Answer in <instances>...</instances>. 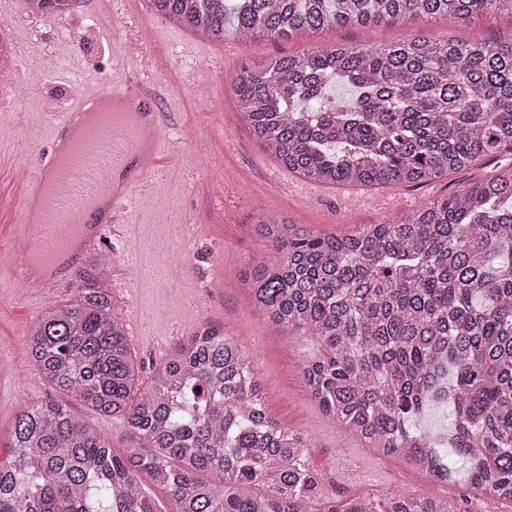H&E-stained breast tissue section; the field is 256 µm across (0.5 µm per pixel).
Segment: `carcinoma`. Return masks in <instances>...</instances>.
Here are the masks:
<instances>
[{
  "mask_svg": "<svg viewBox=\"0 0 512 512\" xmlns=\"http://www.w3.org/2000/svg\"><path fill=\"white\" fill-rule=\"evenodd\" d=\"M150 3L214 41L512 15V0ZM340 84L353 95L333 94ZM233 92L264 152L334 186L421 184L512 153V41L333 42L248 65ZM247 232L268 253L248 257L240 282L267 319L318 345L302 374L324 413L436 482L462 477L512 500V167L343 236L262 210ZM92 265L74 299L32 325L27 359L56 389L126 420L137 447L120 457L66 405L28 406L0 466V512H156L145 479L172 512H459L429 494L312 508L322 483L308 445L268 415L240 345L204 329L135 388L105 259Z\"/></svg>",
  "mask_w": 512,
  "mask_h": 512,
  "instance_id": "cac0c4a2",
  "label": "carcinoma"
}]
</instances>
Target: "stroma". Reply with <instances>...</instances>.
<instances>
[{"mask_svg": "<svg viewBox=\"0 0 512 512\" xmlns=\"http://www.w3.org/2000/svg\"><path fill=\"white\" fill-rule=\"evenodd\" d=\"M115 20L151 30L147 52L172 114L164 137L175 174L154 178L151 191L126 202V237L112 235L98 246L112 256L116 317L143 366L142 380H149L155 366L195 332L218 329L248 353L269 415L307 441L308 461L322 477L324 495L342 504L362 496L383 500L424 493L456 503L460 512H512V501L484 497L462 480L433 482L331 421L311 397L301 371L314 342L271 323L252 307L239 283L248 255L265 248L261 239L240 235L241 225L256 209L286 213L295 223L323 234H344L356 225L410 212L490 168L510 166L512 154L420 187H331L288 171L264 153L241 121L232 93L243 66L269 57L306 53L334 41L395 44L420 37L502 42L512 39V17L463 22L417 17L304 32L277 41L229 37L219 43L170 22L149 0H119L112 19L97 13L91 0H69L61 13L30 21L24 35L17 33L13 16L0 14V34L14 40L28 87L25 95L0 103V251L17 248L12 234L21 193L17 173L34 168L48 151L44 138H27V128L48 110L66 107L77 90L121 80L134 69L105 38ZM61 34L69 36L70 50L46 67L51 45ZM201 83L209 87L208 98L193 92ZM93 272L89 253L78 254L64 269L65 285L44 294L22 286L12 271L0 270V363L8 367L0 373L2 463L13 454L11 427L19 411L51 400L65 404L105 435L117 455L134 445L126 422L57 390L26 358L24 340L32 324L49 307L69 302L83 277Z\"/></svg>", "mask_w": 512, "mask_h": 512, "instance_id": "obj_1", "label": "stroma"}]
</instances>
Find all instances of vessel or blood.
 I'll return each mask as SVG.
<instances>
[{
  "label": "vessel or blood",
  "instance_id": "vessel-or-blood-1",
  "mask_svg": "<svg viewBox=\"0 0 512 512\" xmlns=\"http://www.w3.org/2000/svg\"><path fill=\"white\" fill-rule=\"evenodd\" d=\"M159 96L156 81L143 74L128 86L115 82L86 89L62 111L45 113L43 122L53 154L24 183L14 227L23 251L35 248L52 258L73 245L92 248L114 232L122 203L165 165L163 132L168 118L159 106ZM116 99L125 101L135 119L126 125L121 138L114 140L111 150L102 149V135L88 138L74 151L56 188L34 197L35 188L56 164V151L67 143L74 117L92 103L106 107ZM34 199L39 200L44 214L39 225L28 217Z\"/></svg>",
  "mask_w": 512,
  "mask_h": 512
}]
</instances>
